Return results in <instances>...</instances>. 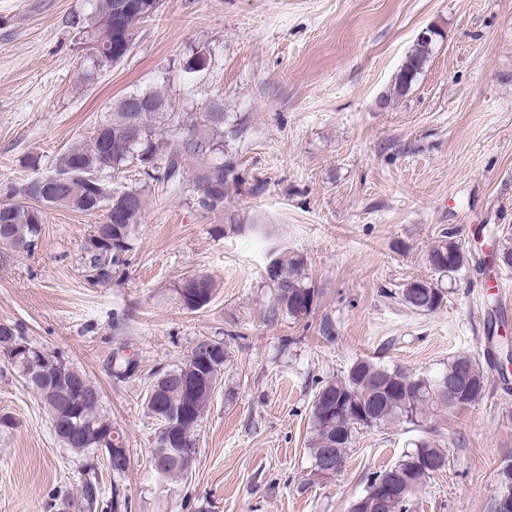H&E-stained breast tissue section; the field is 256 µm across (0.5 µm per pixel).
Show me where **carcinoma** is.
I'll list each match as a JSON object with an SVG mask.
<instances>
[{
    "label": "carcinoma",
    "instance_id": "obj_1",
    "mask_svg": "<svg viewBox=\"0 0 512 512\" xmlns=\"http://www.w3.org/2000/svg\"><path fill=\"white\" fill-rule=\"evenodd\" d=\"M161 0H88L89 12L72 25L79 30L90 49L91 73L100 74L124 62L132 52L135 26L153 16ZM434 39L420 38L397 72L389 97L408 93L422 74ZM209 51L200 49L184 64V71L206 69ZM241 119H230L224 103L212 101L203 112L176 111V104L162 90L132 92L113 104L93 129L90 137L60 155L46 172L51 183L41 185L33 179L9 189L14 201L0 203V243L30 251L42 233L41 207H60L93 215L98 208L112 204V223L91 225L89 237L103 246L91 254H81L84 271H93L97 283L112 280L113 268L134 249L138 224L146 197L144 189L112 188L110 179L125 172L133 159H139L136 175L145 186L156 184L167 190L186 189L194 204L206 212L224 210V199L242 183L238 153L232 134L239 133ZM491 264L512 266V246L505 242L494 249ZM430 267L440 275L452 276L470 264L482 269L484 260L473 261L453 234L433 246L428 253ZM266 281L273 288L272 318L287 316L300 322L317 305L319 291L306 273L300 255L276 257L266 267ZM175 292L180 305L189 311L207 307L213 300L215 285L207 275L185 278ZM402 302L418 312L432 313L445 299L434 283L414 280L399 292ZM219 357L199 354L194 364L199 372L197 387L187 392L180 385L183 368L170 369V377L157 373L145 398L146 409L157 420L177 416L188 419L177 430L156 438L151 461L164 463L163 477H185L183 453H198L199 428L210 400L221 384L230 362V351L223 341ZM0 351L12 358L11 368L25 386L38 396L50 417L60 441L80 456L99 451L98 437L117 433L102 407L101 391L79 368L55 355L45 359L41 376L32 375L31 361L40 358L45 348L22 336L15 324L0 322ZM454 381L458 392L442 390ZM489 377L476 357L458 354L434 373L410 372L389 367L370 358H358L341 375L324 381L315 391L311 404V423L307 448L318 466L325 448L337 450L346 460L358 435L364 431L412 425L424 435L411 442V449L386 468L372 473L365 492L349 505L348 512H416L418 495L434 475L448 465L442 433L435 422L450 410L466 409L485 396ZM396 484L401 494L380 502L381 489ZM81 495L87 507L100 501L98 474L84 473Z\"/></svg>",
    "mask_w": 512,
    "mask_h": 512
}]
</instances>
